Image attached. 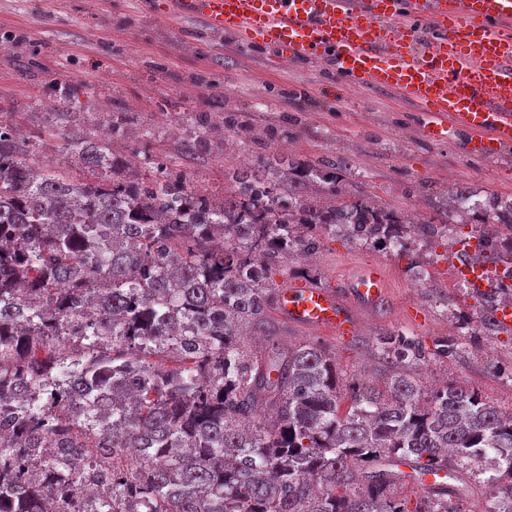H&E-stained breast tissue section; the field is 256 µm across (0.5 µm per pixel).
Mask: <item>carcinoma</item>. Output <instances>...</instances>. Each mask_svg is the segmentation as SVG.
Wrapping results in <instances>:
<instances>
[{
	"mask_svg": "<svg viewBox=\"0 0 512 512\" xmlns=\"http://www.w3.org/2000/svg\"><path fill=\"white\" fill-rule=\"evenodd\" d=\"M188 120L190 155L210 117ZM69 150L91 179L36 170L0 125V512H460L451 484L411 510L395 488L476 461L491 464L487 512H512V413L464 387L424 390L405 365L424 359L416 337L380 339L383 390L347 380L320 343L241 341L271 335L270 274L293 254L404 220L343 188L347 161L274 152L219 200L170 170L125 177L106 142ZM252 183L265 186L258 211ZM462 212L512 231V198L460 186L416 237L485 239L450 235ZM253 263L260 281L244 276ZM471 296L495 330L494 296Z\"/></svg>",
	"mask_w": 512,
	"mask_h": 512,
	"instance_id": "obj_1",
	"label": "carcinoma"
}]
</instances>
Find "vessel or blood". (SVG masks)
I'll list each match as a JSON object with an SVG mask.
<instances>
[{"mask_svg": "<svg viewBox=\"0 0 512 512\" xmlns=\"http://www.w3.org/2000/svg\"><path fill=\"white\" fill-rule=\"evenodd\" d=\"M150 8L234 36L273 64L321 65L337 93H395L415 106L427 143L458 139L467 155L489 160L512 146V0H151ZM387 286L386 267L365 264L340 289L289 284L274 306L295 327L345 338Z\"/></svg>", "mask_w": 512, "mask_h": 512, "instance_id": "obj_1", "label": "vessel or blood"}]
</instances>
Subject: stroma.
<instances>
[{
  "label": "stroma",
  "mask_w": 512,
  "mask_h": 512,
  "mask_svg": "<svg viewBox=\"0 0 512 512\" xmlns=\"http://www.w3.org/2000/svg\"><path fill=\"white\" fill-rule=\"evenodd\" d=\"M144 0H0V121L20 130L34 153L47 157L75 182L90 174L67 144L99 133L112 121L128 132L115 148L131 174L155 175L178 167L193 185L224 195V162L242 156L261 162L267 150L299 159L347 158L346 183L387 206L436 215L452 186L512 196V172L464 154L456 141H422L410 108L379 91L353 90L339 100L318 91L327 79L317 67L269 69L263 53L238 54L230 39L215 40L191 22L152 16ZM242 116L248 134L224 128L225 112ZM207 112L209 152L188 156L192 135L182 115ZM290 126L283 144L279 131ZM150 136H142V129ZM367 263L390 274L387 302L365 316L357 334L340 339L303 330L271 314L276 340L317 341L336 354L342 375L382 386L378 340L404 331L423 339L428 355L420 374L426 388L446 383L477 391L499 409H512V334L483 329L475 301L455 286L448 254L436 246L427 270L408 257L367 248L343 237L322 238L308 261L272 274L276 285L308 281L338 285ZM457 340L456 356L436 355Z\"/></svg>",
  "instance_id": "1"
}]
</instances>
